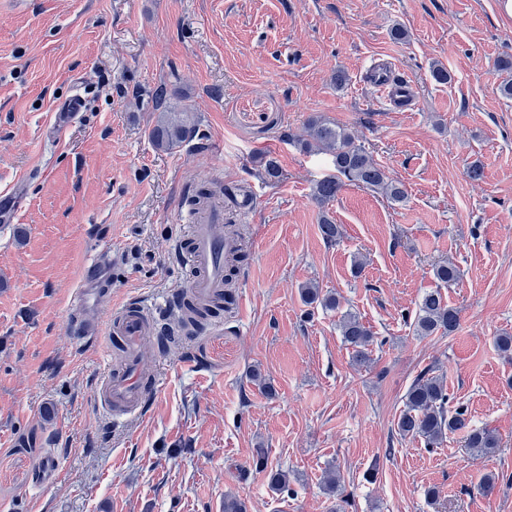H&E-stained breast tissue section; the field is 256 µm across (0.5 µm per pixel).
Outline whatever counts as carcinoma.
I'll return each instance as SVG.
<instances>
[{"mask_svg": "<svg viewBox=\"0 0 512 512\" xmlns=\"http://www.w3.org/2000/svg\"><path fill=\"white\" fill-rule=\"evenodd\" d=\"M155 110L159 117L149 130L148 137L153 146L162 151H173L193 140L196 127L181 116L179 112L169 109V92L166 84L161 83L150 92ZM282 138L293 142L307 153H325L331 156L334 173L317 181L313 188L314 198L321 204L334 200L345 187L354 185L384 195L394 202H403L407 198L404 185L389 177L385 168L379 164L371 153L360 143L355 135L346 127L321 116L310 118L298 132L283 131ZM233 196L232 188L226 186H206L198 190L192 203L200 206L203 201L216 195ZM319 229L328 244L337 242L340 232L338 225L327 216H322ZM241 262L239 251H234L224 262L225 288L224 297L216 299L212 306L197 310L185 304L178 307L176 327L169 328L165 340L170 344L177 343L175 328L183 329L190 324L201 327L204 321L222 302L229 301L232 296V272ZM435 278L443 285H450L457 280L456 267L448 262L434 268ZM301 295L308 304L320 303L326 308L339 307V301L332 296H323L314 284H305ZM459 311L448 305L440 290H432L424 294L414 321V329L419 336H431L438 332L452 333L459 325ZM340 335L353 351V359L358 364L369 360L371 346L375 337L361 319L347 312L341 315L338 323ZM450 397L443 378L419 375L405 396V408L397 420V430L402 437H420L426 447L436 448L441 445L447 434L461 432L464 434L466 447L478 455H488L497 447L496 437L486 431L470 426L467 408L458 405L449 408Z\"/></svg>", "mask_w": 512, "mask_h": 512, "instance_id": "obj_1", "label": "carcinoma"}]
</instances>
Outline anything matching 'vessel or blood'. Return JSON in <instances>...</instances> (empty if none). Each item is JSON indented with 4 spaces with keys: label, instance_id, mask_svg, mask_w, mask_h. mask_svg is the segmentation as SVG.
I'll use <instances>...</instances> for the list:
<instances>
[{
    "label": "vessel or blood",
    "instance_id": "1",
    "mask_svg": "<svg viewBox=\"0 0 512 512\" xmlns=\"http://www.w3.org/2000/svg\"><path fill=\"white\" fill-rule=\"evenodd\" d=\"M392 71V64L375 65L367 82L395 109L409 111L413 87L395 82ZM237 246L236 238L224 231L223 203L208 204L196 224L191 225L187 238L178 243L179 249L189 250L192 258L187 292L197 303L207 304L223 290L224 257ZM73 310L81 320L84 333L95 336L104 330L123 346L122 363L107 366L97 389L100 406L109 413L140 414L147 396L159 382L157 372L146 368L139 358L140 344L153 330V306L141 301L128 302L115 309L102 327L92 318L94 305L90 293L81 288L76 292Z\"/></svg>",
    "mask_w": 512,
    "mask_h": 512
}]
</instances>
